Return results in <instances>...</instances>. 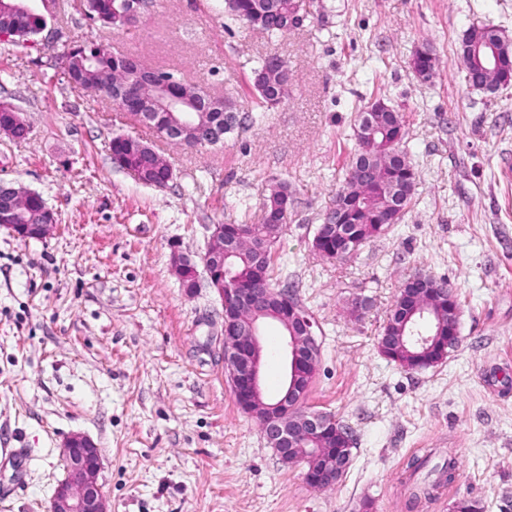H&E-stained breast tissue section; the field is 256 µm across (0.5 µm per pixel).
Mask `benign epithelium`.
Here are the masks:
<instances>
[{"label":"benign epithelium","mask_w":512,"mask_h":512,"mask_svg":"<svg viewBox=\"0 0 512 512\" xmlns=\"http://www.w3.org/2000/svg\"><path fill=\"white\" fill-rule=\"evenodd\" d=\"M146 0H116L112 7L117 28L135 26L148 11ZM0 12L12 17L34 13L32 0H0ZM118 66L112 79V104L146 125L161 139L188 146L215 145L224 135L243 127L237 102L229 97L214 96L200 88L176 79H166L145 67L132 55H115ZM267 70L278 75V84L271 90L270 105L281 104L288 89L290 72L279 57L268 58ZM11 109L7 121L0 122V137L13 142L28 138L30 127L24 113L8 102ZM144 165L127 172L139 182L163 187L172 179V169L162 168L163 160L153 145L141 146ZM38 199L35 192L18 189L0 182V225L24 240H43L56 228L54 212L47 206L35 213L36 223L20 224L24 205ZM347 227L340 223L336 211L329 210L319 233L333 234L343 239ZM248 245L239 231H226L215 224L208 247L202 256L208 274V287L219 296L224 309V369L235 401L246 414L256 416L255 406L263 403L259 335L261 324L253 321L245 327L236 319L241 311L267 315L279 324L286 337L284 352V386L279 398L265 404L261 413V430L280 459L296 462L291 456L294 444L302 438L336 437V418L317 411L296 412L301 400L300 379L317 373L320 344L312 330V322L300 302L288 291L280 290L271 297L255 288L224 287V268ZM172 269L187 293L200 287L195 262L188 256L173 252ZM459 309L448 308V328L437 327L432 335L421 339L433 343L447 354L448 348L459 342ZM61 454L66 464V476L52 494L47 512H111L98 476L100 451L91 437L83 433L68 436ZM343 458L332 456L314 460L304 470V479L312 488H325L335 483Z\"/></svg>","instance_id":"7a95c632"}]
</instances>
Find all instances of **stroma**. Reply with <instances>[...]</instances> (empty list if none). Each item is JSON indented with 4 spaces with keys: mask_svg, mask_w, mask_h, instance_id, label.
<instances>
[{
    "mask_svg": "<svg viewBox=\"0 0 512 512\" xmlns=\"http://www.w3.org/2000/svg\"><path fill=\"white\" fill-rule=\"evenodd\" d=\"M288 34L244 27L224 0H157L131 31L99 27L78 0H50L59 39L0 42V100L24 112L28 138H0V181L39 194L56 216L45 240L0 227V512H46L65 475L60 449L83 433L101 455L112 512H449L467 497L512 512V86L465 78L461 39L491 24L512 39V0H306ZM102 44L217 96L243 128L189 148L95 91L70 84L67 46ZM430 49L432 77L412 68ZM277 56L292 83L259 111L254 72ZM384 100L405 121L419 173L401 223L353 256L312 240L342 185L359 110ZM153 143L173 178L156 188L114 163L113 137ZM290 184L288 224L272 249L278 287L317 325L319 369L308 408L352 428L351 462L316 490L284 464L236 405L224 373L222 306L190 294L173 250L205 253L214 225L258 222L272 185ZM423 272L460 304L459 345L406 371L378 349L403 284ZM367 301L351 315L354 298ZM268 397L283 386L284 338L262 332ZM451 452L455 478L409 510L410 458Z\"/></svg>",
    "mask_w": 512,
    "mask_h": 512,
    "instance_id": "obj_1",
    "label": "stroma"
}]
</instances>
